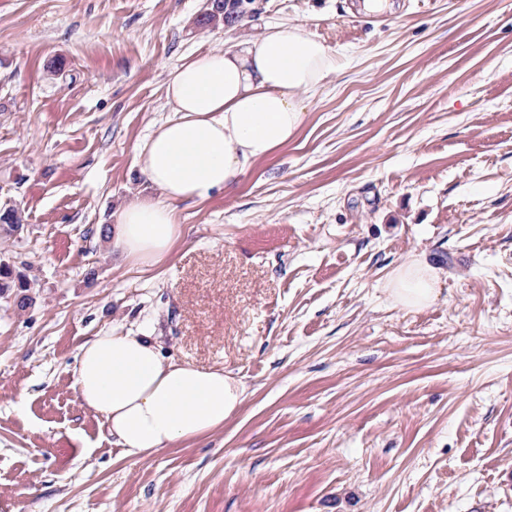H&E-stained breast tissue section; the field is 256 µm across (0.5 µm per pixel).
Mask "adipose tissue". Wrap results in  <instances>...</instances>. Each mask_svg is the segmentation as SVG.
Masks as SVG:
<instances>
[{"label":"adipose tissue","instance_id":"1","mask_svg":"<svg viewBox=\"0 0 512 512\" xmlns=\"http://www.w3.org/2000/svg\"><path fill=\"white\" fill-rule=\"evenodd\" d=\"M335 70V54L298 25L268 26L233 49L172 68V116L135 155L158 195L118 213L113 250L141 266L164 260L182 234L177 203L233 187L287 144L303 122L300 92L315 93ZM441 278L420 257L395 268L386 287L395 306L419 311L437 300ZM74 377L82 405L103 416L124 455L136 459L223 427L246 398L231 373L165 360L154 337L111 329L80 346Z\"/></svg>","mask_w":512,"mask_h":512}]
</instances>
